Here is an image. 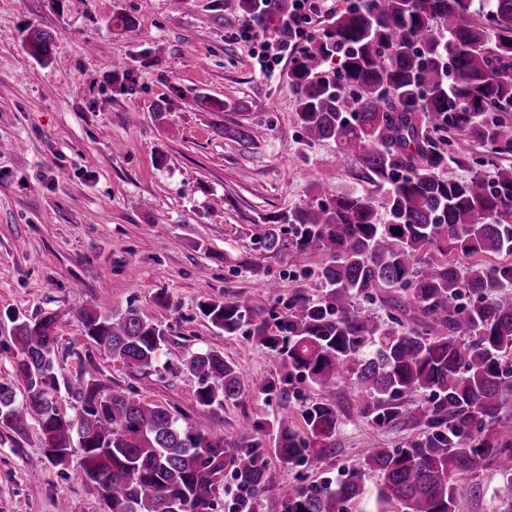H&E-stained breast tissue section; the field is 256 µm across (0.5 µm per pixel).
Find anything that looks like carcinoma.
<instances>
[{
    "mask_svg": "<svg viewBox=\"0 0 512 512\" xmlns=\"http://www.w3.org/2000/svg\"><path fill=\"white\" fill-rule=\"evenodd\" d=\"M299 0H224L251 29L297 40L284 22ZM53 37L32 28L27 50L49 56ZM336 61L330 70L327 64ZM301 138L332 140L369 188L255 222L253 244L267 252L285 236L304 254H327L316 271L324 295L291 296L275 315L238 301L208 300L201 314L234 334L248 325L289 373L262 391L288 398L292 375L319 392L302 406L296 430L277 421L272 447L251 422L239 440L183 426L163 404L113 389L71 384L82 413H61L56 389L55 316L12 328L22 401L0 383V427L25 434L36 419L46 455L63 465L78 448L85 477L105 512H213L229 473L242 492L231 512H255L269 491L267 456L307 466L332 449L341 425L336 385L347 380L368 425L414 435L394 448H367L339 481L300 479L278 489L280 512H458L462 482L496 468L512 492V0H351L311 35L292 60ZM454 132L500 160L488 174L443 176L471 166L466 153L440 146ZM387 219L379 221L378 208ZM491 254L506 261L463 264ZM391 302L376 320L359 302ZM83 335L130 369L154 368L165 330L136 307L79 313ZM197 402L222 407L248 382L223 353L191 354ZM414 403L412 411L403 407Z\"/></svg>",
    "mask_w": 512,
    "mask_h": 512,
    "instance_id": "cac0c4a2",
    "label": "carcinoma"
}]
</instances>
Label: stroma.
I'll return each mask as SVG.
<instances>
[{
  "label": "stroma",
  "mask_w": 512,
  "mask_h": 512,
  "mask_svg": "<svg viewBox=\"0 0 512 512\" xmlns=\"http://www.w3.org/2000/svg\"><path fill=\"white\" fill-rule=\"evenodd\" d=\"M117 11L138 21L135 36L113 25ZM244 24L222 0H0V382L24 390L11 317L50 313L56 399L67 415L80 408L69 386L81 377L174 409L181 424L205 420L228 440L260 418L300 424L316 390L302 386L286 401L262 393L279 365L248 330L213 328L198 303L229 299L279 313L295 292L319 297L307 272L322 256L257 250L254 223L366 182L334 142L302 141L291 59L278 60L273 76L260 73L240 40ZM34 26L56 36L49 60L24 48ZM203 94L224 109H202ZM163 99L170 109L160 119ZM242 125L256 130L252 143L230 137ZM270 277L277 289L265 288ZM160 295L167 305L156 304ZM89 304L104 314L137 307L160 324L167 372L139 373L87 340L76 314ZM206 349L223 352L251 384L221 408L200 406L195 378L180 368ZM336 410L333 453L310 468L269 459L256 512H279L278 487L337 478L364 448L404 438L360 419L347 383L336 387ZM81 462L77 453L53 465L37 422L21 436L0 428V512H104Z\"/></svg>",
  "instance_id": "obj_1"
}]
</instances>
